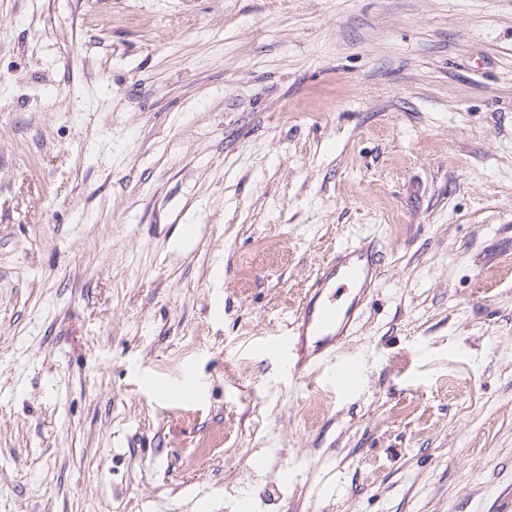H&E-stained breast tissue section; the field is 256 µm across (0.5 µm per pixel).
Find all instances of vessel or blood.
<instances>
[{"label": "vessel or blood", "mask_w": 512, "mask_h": 512, "mask_svg": "<svg viewBox=\"0 0 512 512\" xmlns=\"http://www.w3.org/2000/svg\"><path fill=\"white\" fill-rule=\"evenodd\" d=\"M377 278L372 245L337 250L318 269L283 334L266 340V349L287 360L297 381H309L312 367L336 360Z\"/></svg>", "instance_id": "vessel-or-blood-1"}]
</instances>
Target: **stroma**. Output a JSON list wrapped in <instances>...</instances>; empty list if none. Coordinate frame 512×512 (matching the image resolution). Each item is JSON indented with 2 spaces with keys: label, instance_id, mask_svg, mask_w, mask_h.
<instances>
[{
  "label": "stroma",
  "instance_id": "obj_1",
  "mask_svg": "<svg viewBox=\"0 0 512 512\" xmlns=\"http://www.w3.org/2000/svg\"><path fill=\"white\" fill-rule=\"evenodd\" d=\"M370 241L358 380L296 382ZM245 500L512 512V0H0V512ZM378 278L371 243L339 249L317 271L282 336L264 347L285 358L293 378L308 382L309 371L336 357Z\"/></svg>",
  "mask_w": 512,
  "mask_h": 512
}]
</instances>
